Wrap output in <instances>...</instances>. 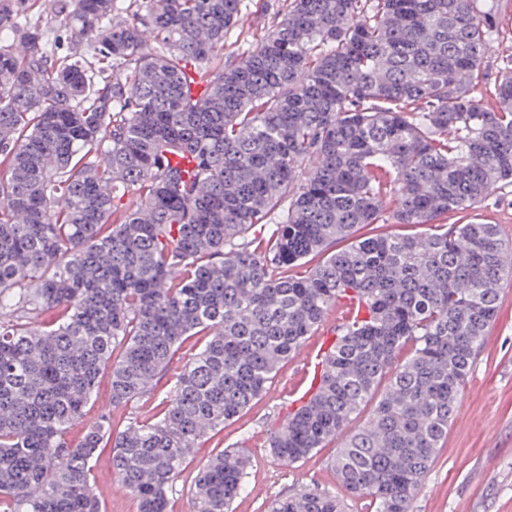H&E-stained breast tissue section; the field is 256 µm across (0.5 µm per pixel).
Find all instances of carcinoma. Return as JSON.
Returning <instances> with one entry per match:
<instances>
[{"label":"carcinoma","mask_w":512,"mask_h":512,"mask_svg":"<svg viewBox=\"0 0 512 512\" xmlns=\"http://www.w3.org/2000/svg\"><path fill=\"white\" fill-rule=\"evenodd\" d=\"M241 8L0 0V512H102L106 446L138 512H169L192 449L344 301L269 447L292 465L342 439L336 478L374 512H410L434 467L512 275L498 225L442 224L512 185V55L491 89L484 67L500 0H283L225 61ZM390 219L424 231L353 238ZM192 336L171 395L113 424ZM247 478L243 452L216 454L195 512H231ZM270 512L342 506L309 488Z\"/></svg>","instance_id":"carcinoma-1"}]
</instances>
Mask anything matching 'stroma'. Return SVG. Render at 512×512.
Wrapping results in <instances>:
<instances>
[{
	"mask_svg": "<svg viewBox=\"0 0 512 512\" xmlns=\"http://www.w3.org/2000/svg\"><path fill=\"white\" fill-rule=\"evenodd\" d=\"M278 0H244L241 20L224 42L225 55L241 54L264 33ZM449 223L497 224L512 243V187L495 192L476 208L453 213ZM344 309L335 306L310 336L301 353L288 359L253 405L223 429L211 432L194 449L170 495V512H194V477L211 457L227 448H241L250 458L246 491L234 512H266L270 502L302 486H316L342 497L345 512H371L370 501L346 495L331 468L335 445L317 449L288 465L268 446L308 387L303 362L323 342L335 341ZM187 340L168 364L151 395L137 404L148 415L169 396L193 348ZM412 512H512V281L505 282L499 312L488 328L476 364L448 425V437L431 473L412 504Z\"/></svg>",
	"mask_w": 512,
	"mask_h": 512,
	"instance_id": "1",
	"label": "stroma"
}]
</instances>
